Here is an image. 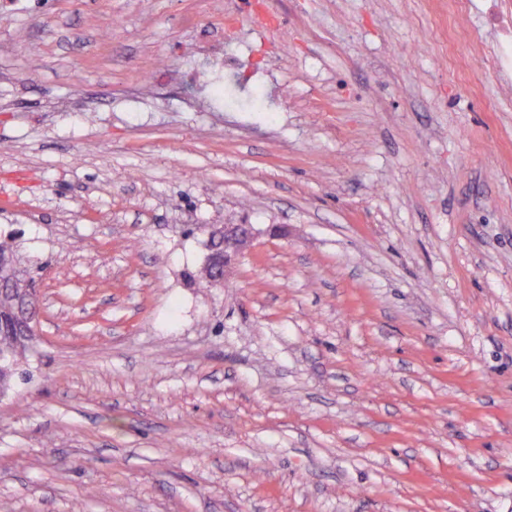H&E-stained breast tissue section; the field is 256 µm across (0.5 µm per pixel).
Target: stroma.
Listing matches in <instances>:
<instances>
[{
    "mask_svg": "<svg viewBox=\"0 0 512 512\" xmlns=\"http://www.w3.org/2000/svg\"><path fill=\"white\" fill-rule=\"evenodd\" d=\"M463 2L0 9V512H512V70ZM230 21L275 110L184 78ZM213 224L258 232L217 287ZM16 251L13 246L0 241V278L11 281L12 288L28 289L25 271L14 260ZM17 316V305L12 294L0 293V395L7 393L26 359L29 348L18 342V337L1 326L2 320Z\"/></svg>",
    "mask_w": 512,
    "mask_h": 512,
    "instance_id": "35a3bbf8",
    "label": "stroma"
}]
</instances>
